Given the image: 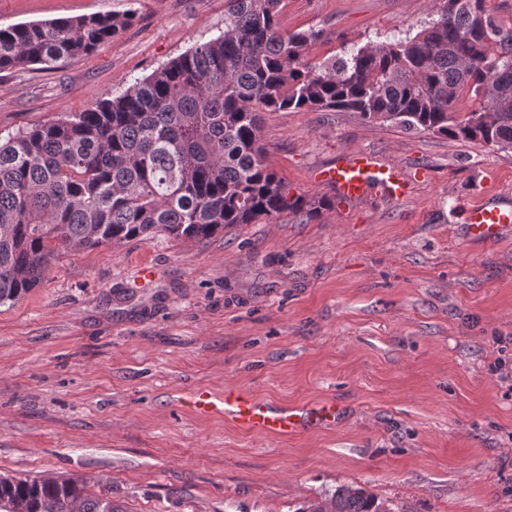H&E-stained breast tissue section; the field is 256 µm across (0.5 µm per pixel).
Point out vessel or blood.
Here are the masks:
<instances>
[{
    "label": "vessel or blood",
    "instance_id": "obj_1",
    "mask_svg": "<svg viewBox=\"0 0 512 512\" xmlns=\"http://www.w3.org/2000/svg\"><path fill=\"white\" fill-rule=\"evenodd\" d=\"M315 181L336 189L340 197L349 202L374 190L399 199L405 196L408 188V182L398 168L365 150L342 155L334 165L320 170ZM468 222L475 237L492 241L503 229L512 226V207L479 202L469 209ZM188 406L200 415L218 409L243 431L279 436L295 435L314 426L332 425L337 417V408L332 402L313 407L282 408L240 390H227L218 396L198 392L191 397Z\"/></svg>",
    "mask_w": 512,
    "mask_h": 512
}]
</instances>
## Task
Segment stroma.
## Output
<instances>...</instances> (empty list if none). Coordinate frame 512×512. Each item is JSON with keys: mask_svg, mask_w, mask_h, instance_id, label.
<instances>
[{"mask_svg": "<svg viewBox=\"0 0 512 512\" xmlns=\"http://www.w3.org/2000/svg\"><path fill=\"white\" fill-rule=\"evenodd\" d=\"M440 0H286L320 60L437 17ZM133 14L87 55L0 73V136L68 118L224 30V0H0V27ZM267 162L310 223L237 224L63 250L0 305V474L72 478L126 512H297L341 485L392 512H512V229L473 239L466 208L512 206V149L347 111L267 112ZM363 149L407 194L343 203L314 174ZM501 359L505 367L490 373ZM242 389L336 401L335 425L253 435L187 406Z\"/></svg>", "mask_w": 512, "mask_h": 512, "instance_id": "1", "label": "stroma"}]
</instances>
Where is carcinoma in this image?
<instances>
[{"label":"carcinoma","instance_id":"carcinoma-1","mask_svg":"<svg viewBox=\"0 0 512 512\" xmlns=\"http://www.w3.org/2000/svg\"><path fill=\"white\" fill-rule=\"evenodd\" d=\"M491 0H442L438 18L382 46L307 55L283 0H224V32L68 119L0 142V304L37 287L60 248L208 239L284 214L307 224L333 201L291 195L266 163L262 113L347 110L451 141L512 149V25ZM127 16L0 29V72L51 67L117 36ZM465 97L479 101L469 112ZM124 512L69 479L0 474V512ZM296 512H392L340 486Z\"/></svg>","mask_w":512,"mask_h":512}]
</instances>
